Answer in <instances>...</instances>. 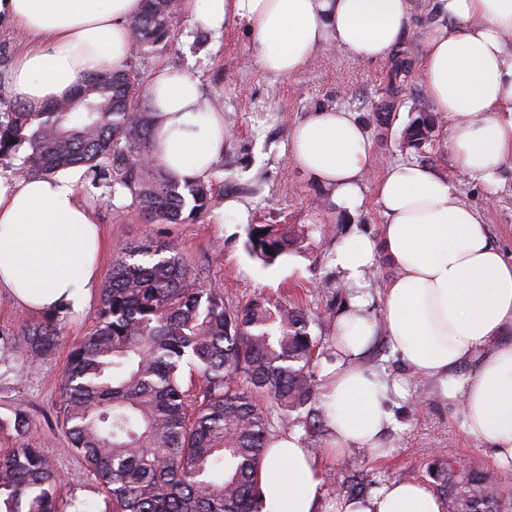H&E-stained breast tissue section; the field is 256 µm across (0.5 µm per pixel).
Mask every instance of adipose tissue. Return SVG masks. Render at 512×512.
<instances>
[{"instance_id": "ef3b65f1", "label": "adipose tissue", "mask_w": 512, "mask_h": 512, "mask_svg": "<svg viewBox=\"0 0 512 512\" xmlns=\"http://www.w3.org/2000/svg\"><path fill=\"white\" fill-rule=\"evenodd\" d=\"M448 25L423 38L421 75L448 119L457 172L493 183L512 161V0H435ZM201 26H245L264 71L293 77L319 50L382 62L402 48L411 0H183ZM143 0H0V18L28 36L9 82L32 106L70 98L87 73L128 63L131 25ZM155 112L154 156L180 179L208 173L224 154V115L209 107L196 77L157 70L148 89ZM291 157L331 187L337 206L363 201L372 144L351 113H315L289 132ZM77 167L49 176H0V300L37 315L82 312L96 293L106 247L79 199ZM376 234L341 243L333 265L346 293L336 315V361L323 387L327 451L377 452L396 419L389 404L405 388L366 366L378 332L409 374L432 381L459 404L465 429L512 471V258L493 244L483 215L447 175L412 163L389 166L377 187ZM395 269L372 309L367 273L378 257ZM472 372L458 377L461 365ZM259 497L262 512H321L322 472L298 433L272 438ZM336 512H444L422 481H391L337 502Z\"/></svg>"}]
</instances>
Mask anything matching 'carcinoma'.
I'll return each mask as SVG.
<instances>
[{"label": "carcinoma", "mask_w": 512, "mask_h": 512, "mask_svg": "<svg viewBox=\"0 0 512 512\" xmlns=\"http://www.w3.org/2000/svg\"><path fill=\"white\" fill-rule=\"evenodd\" d=\"M178 0H144L134 48L166 40ZM154 113L123 65L89 73L75 95L38 109L3 103L0 155L25 152L31 176L84 166L125 190L146 224H182L212 201L209 176L180 180L154 162ZM434 118L403 135L417 147ZM305 230L256 224L247 250L265 264L301 248ZM271 253H266L265 248ZM298 306L255 300L237 310L219 287L197 288L176 246L146 238L122 246L102 289L96 329L74 344L60 378L59 420L105 496L100 512H261L257 489L272 421L313 394L314 340ZM63 341L62 316L46 315L14 338L25 364ZM199 374L185 381L184 368ZM452 512H501L502 490L465 459L430 470ZM59 476L38 448L0 456V512H58Z\"/></svg>", "instance_id": "cac0c4a2"}]
</instances>
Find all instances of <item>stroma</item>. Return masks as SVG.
<instances>
[{"label":"stroma","mask_w":512,"mask_h":512,"mask_svg":"<svg viewBox=\"0 0 512 512\" xmlns=\"http://www.w3.org/2000/svg\"><path fill=\"white\" fill-rule=\"evenodd\" d=\"M415 4L405 54L416 65L425 30L447 25L448 17L436 11L434 0H415ZM128 66L144 85L162 66L197 77L207 99L223 109L230 136L210 175L211 210L182 224H146L136 213L117 212L105 180L83 177L80 195L108 243L117 249L151 236L177 244L196 287L223 288L224 302L232 308L258 297L300 305L311 318L308 331L318 354L316 379L324 381L336 360L333 318L345 298L332 265L337 245L355 231L376 233L382 215L375 194L387 165L417 162L443 172L454 170L450 124L445 118L437 119L429 141L416 148L402 145L405 128L433 110L420 73L394 89L391 62H361L326 49L297 76H274L256 64L254 38L245 27L232 25L216 34L185 12L165 43L133 51ZM333 107L353 113L373 145L375 159L363 184V203L352 210L336 206L331 189L298 168L289 156L290 128L320 109ZM458 188L484 214L493 243L511 255L512 162L501 166L492 185L462 177ZM228 196L251 207L253 223L302 224L313 231L301 251L263 265L246 248L248 226L225 220ZM98 307L94 299L84 313L65 315L64 343L45 359L23 365L12 336L33 316L0 304V452L22 446L42 449L66 491L82 492L84 512H98L101 488L70 448L59 422L58 379L71 343L93 328ZM366 362L405 378L408 393L396 400L397 425L387 436L386 456L356 451L346 460H322L326 512H335L342 497L340 487L353 474L365 482L424 481L434 459L452 455L466 457L476 471L493 470L490 451L466 432L457 405L448 403L430 381L409 376L392 357L385 337H378ZM19 411L29 419L22 433L14 425Z\"/></svg>","instance_id":"35a3bbf8"}]
</instances>
